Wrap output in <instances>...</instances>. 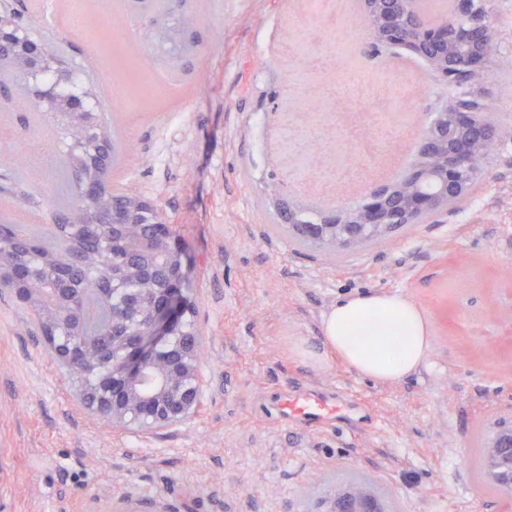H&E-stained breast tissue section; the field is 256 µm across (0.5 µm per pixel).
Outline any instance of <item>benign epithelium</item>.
Here are the masks:
<instances>
[{"label": "benign epithelium", "mask_w": 512, "mask_h": 512, "mask_svg": "<svg viewBox=\"0 0 512 512\" xmlns=\"http://www.w3.org/2000/svg\"><path fill=\"white\" fill-rule=\"evenodd\" d=\"M400 0H362V16L368 39L374 47L403 49L424 61L428 72L453 90L448 106L431 113L423 126L417 160L405 179L397 185L375 188L367 197L353 203L322 209L316 224H304L305 213L283 196L269 198L273 209L288 217V233L295 239L319 246L329 254L353 250L365 245L364 229L372 228L381 239L407 224H418L427 216L455 206L470 195L484 173V158L493 156L505 129L482 117L483 105L471 106L460 98L474 92L490 80L493 48L498 30L482 12L481 0H456L455 16L444 22L429 23L420 13V0L405 13ZM465 22H460V19ZM19 29L14 18L0 13V53H10L18 65L35 75V56L17 50ZM68 123L82 130L97 124L94 111L77 97L65 105ZM128 203L121 213L112 214L108 234L96 232L95 225L72 228L82 246L73 263L84 265L87 258L106 253L115 240L125 241L138 228L137 216L143 209L152 212L153 248L164 256V273L156 275L152 266L132 265L121 260L112 266V280L97 288L110 306L112 320L106 333L112 346L92 351L78 337L79 326L66 322L63 329L73 334L58 339L54 356L68 364L83 360L95 370V382L85 394L88 408L112 419L116 426L135 424L143 431L182 422L201 405L202 383L198 364L202 340L189 336L184 328L192 313L189 295L191 261L181 243L177 227L153 203L118 187L111 188ZM20 285L16 299L33 305L35 289L31 285L43 278L42 269L32 263H7L0 272ZM131 278L148 287L152 294L145 305L141 294L123 302L112 300V287ZM154 383L150 393L143 391ZM482 479L512 512V404L492 414L484 424L478 441ZM314 512H392L385 498L363 481L336 485L318 501Z\"/></svg>", "instance_id": "7a95c632"}]
</instances>
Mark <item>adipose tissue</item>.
I'll use <instances>...</instances> for the list:
<instances>
[{
  "mask_svg": "<svg viewBox=\"0 0 512 512\" xmlns=\"http://www.w3.org/2000/svg\"><path fill=\"white\" fill-rule=\"evenodd\" d=\"M321 344L363 378L389 384L424 364L428 326L408 299L364 293L337 302L325 315Z\"/></svg>",
  "mask_w": 512,
  "mask_h": 512,
  "instance_id": "ef3b65f1",
  "label": "adipose tissue"
}]
</instances>
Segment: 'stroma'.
<instances>
[{
	"label": "stroma",
	"mask_w": 512,
	"mask_h": 512,
	"mask_svg": "<svg viewBox=\"0 0 512 512\" xmlns=\"http://www.w3.org/2000/svg\"><path fill=\"white\" fill-rule=\"evenodd\" d=\"M0 0L75 65L133 27L127 65L84 77L116 146L112 181L155 203L176 224L192 264L194 320L203 340L202 402L189 419L142 431L89 410L48 352L35 311L0 289V512H306L342 476L384 491L394 512H501L480 477L476 441L497 407L512 403V138L482 183L452 211L387 241L329 255L293 246L266 203L283 173L258 138L280 135L274 108L301 107L288 91L284 38L314 28L312 0H122L116 17L83 0ZM501 33L483 95L506 123L512 103V0H491ZM346 32L340 67L373 68L358 0H334ZM164 74L146 96L141 70ZM135 104L117 112L104 82ZM409 87L417 119L443 108L447 84L403 63L368 79ZM68 145L53 114L0 105V222L49 237L60 205L54 177L25 179V160ZM400 294L430 336L424 365L404 381L373 383L320 343L324 316L360 292ZM356 401L364 416L314 429L284 424L278 406L303 393Z\"/></svg>",
	"instance_id": "stroma-1"
}]
</instances>
